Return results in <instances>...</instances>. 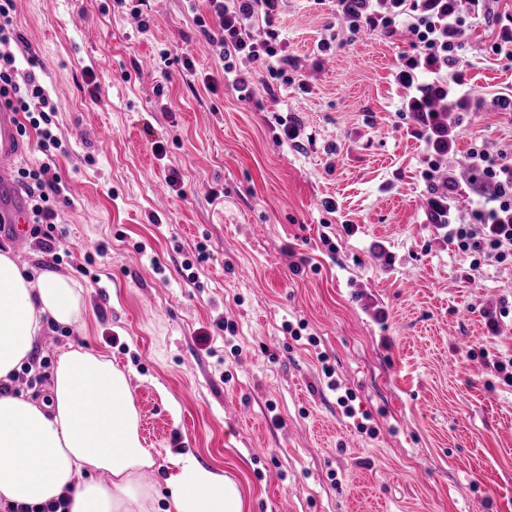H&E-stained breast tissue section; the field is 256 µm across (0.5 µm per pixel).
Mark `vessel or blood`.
<instances>
[{"instance_id":"obj_1","label":"vessel or blood","mask_w":512,"mask_h":512,"mask_svg":"<svg viewBox=\"0 0 512 512\" xmlns=\"http://www.w3.org/2000/svg\"><path fill=\"white\" fill-rule=\"evenodd\" d=\"M21 148L17 116L0 106V223L18 241L28 232L29 213L25 200L16 192L9 177V167Z\"/></svg>"}]
</instances>
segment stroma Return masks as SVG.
Segmentation results:
<instances>
[{
	"label": "stroma",
	"instance_id": "1",
	"mask_svg": "<svg viewBox=\"0 0 512 512\" xmlns=\"http://www.w3.org/2000/svg\"><path fill=\"white\" fill-rule=\"evenodd\" d=\"M14 18L18 60L36 61L68 148L70 203L52 251L4 231L0 251L76 281L84 311L46 325L13 393L43 398L65 351L107 354L148 428L152 512L186 455L235 477L246 512H512V386L493 367L512 356V265L471 271L419 204L427 145L390 82L404 29L352 36L326 0H283L304 83L272 79L242 101L185 0H144L137 15L112 0H15ZM494 36L475 24L463 49L489 97L512 91ZM452 138L445 171L473 143L512 148V116L483 109Z\"/></svg>",
	"mask_w": 512,
	"mask_h": 512
}]
</instances>
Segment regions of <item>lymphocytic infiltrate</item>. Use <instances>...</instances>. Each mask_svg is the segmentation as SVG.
Wrapping results in <instances>:
<instances>
[{
  "instance_id": "obj_1",
  "label": "lymphocytic infiltrate",
  "mask_w": 512,
  "mask_h": 512,
  "mask_svg": "<svg viewBox=\"0 0 512 512\" xmlns=\"http://www.w3.org/2000/svg\"><path fill=\"white\" fill-rule=\"evenodd\" d=\"M280 0H205L206 14L193 20L224 62V78L239 99L252 97L253 77L236 67L243 55L263 60L271 79L288 85L291 58L284 54L286 37L275 24ZM492 0H336V13L351 33L377 31L392 36L395 25L411 35L397 56L394 82L401 87V111L412 121V136L423 140L428 152L420 176L428 193L433 223L448 227V241L470 257L472 270L488 262L512 263V153L490 152L485 145L468 151L469 196L467 210H459L451 196L456 185L441 181L437 159L448 152V130L438 122L433 105L444 101L458 112H475L481 106L468 78L469 61L463 56L467 22L489 20ZM13 0H0V99L22 113L20 133L35 132L45 159L39 167L22 168L17 181L32 201V236L44 249H52L49 231L68 204L67 190L57 171L55 157L65 147L52 132L48 115L52 104L45 86L34 72H21L12 49L15 40Z\"/></svg>"
}]
</instances>
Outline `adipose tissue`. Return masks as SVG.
I'll return each instance as SVG.
<instances>
[{
	"mask_svg": "<svg viewBox=\"0 0 512 512\" xmlns=\"http://www.w3.org/2000/svg\"><path fill=\"white\" fill-rule=\"evenodd\" d=\"M82 289L71 279L31 276L0 252V381L19 371L46 321L76 323ZM155 465L139 434L129 381L111 359L75 348L63 353L50 394L34 402L0 395V512L63 500L69 512H147L154 496L142 476ZM88 470L109 483L82 480ZM168 512H244V494L227 474L178 460L165 480Z\"/></svg>",
	"mask_w": 512,
	"mask_h": 512,
	"instance_id": "obj_1",
	"label": "adipose tissue"
}]
</instances>
